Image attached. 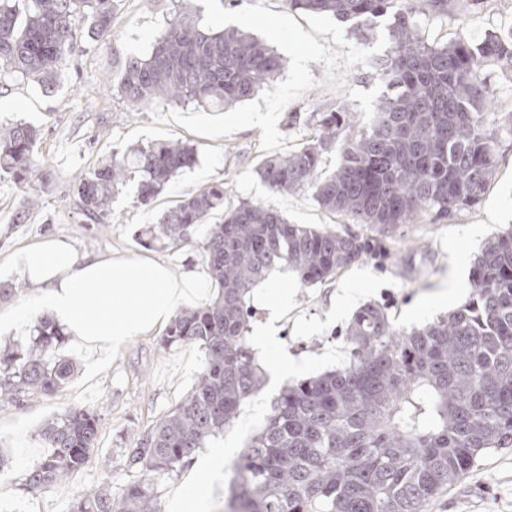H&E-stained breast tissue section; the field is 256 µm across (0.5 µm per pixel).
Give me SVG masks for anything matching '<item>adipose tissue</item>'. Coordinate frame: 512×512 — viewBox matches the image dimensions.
Listing matches in <instances>:
<instances>
[{"mask_svg": "<svg viewBox=\"0 0 512 512\" xmlns=\"http://www.w3.org/2000/svg\"><path fill=\"white\" fill-rule=\"evenodd\" d=\"M15 263L37 291L34 310L50 312L98 361L158 329L203 286L200 276L149 258H81L56 237L23 249Z\"/></svg>", "mask_w": 512, "mask_h": 512, "instance_id": "1", "label": "adipose tissue"}]
</instances>
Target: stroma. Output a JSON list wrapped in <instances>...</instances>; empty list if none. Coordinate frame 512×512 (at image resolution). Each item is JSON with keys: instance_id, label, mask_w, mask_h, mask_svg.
<instances>
[{"instance_id": "obj_1", "label": "stroma", "mask_w": 512, "mask_h": 512, "mask_svg": "<svg viewBox=\"0 0 512 512\" xmlns=\"http://www.w3.org/2000/svg\"><path fill=\"white\" fill-rule=\"evenodd\" d=\"M460 2L473 39L512 30V0ZM181 4L182 0H115L112 36L102 42L82 37V51L72 57L54 91L30 81L0 84V126L25 122L40 129L37 156L51 182L40 206L29 211L12 182L0 181V285L16 290L13 297L0 300V350L31 343L30 323L18 319L34 295L13 264L21 248L51 236L69 241L82 257H146L177 272L206 273L205 263L190 247L148 248L139 237L162 211L212 184L224 185L228 204L261 201L292 223L345 230L367 239L369 248L361 260L326 283L301 286L295 273L283 266L270 272V280L288 301V312L276 323L273 342L255 358L266 370L291 362L297 369L268 378L260 396L242 405L233 424L208 440V447L231 451L203 510L219 512L235 459L265 425L281 387L347 361L345 330L361 305L384 307L395 328L408 330L447 314L466 299L471 280L455 278V269L471 268L482 244L512 225V134L499 138V165L482 202L450 220L433 223L418 216L409 224L375 228L330 215L306 194L276 193L261 182L256 168L266 152L260 146V128L216 139L199 136L174 123H154L151 109L132 111L104 86V78L127 58L147 56ZM308 68L317 84L284 108L277 125L280 132L304 139L312 114L330 103L347 107L360 123L370 121L382 92L371 67L355 65L342 89L324 85V63L312 62ZM163 140L195 144L199 161L170 182L151 206L138 204L132 183L113 199V223H87L71 206L69 189L76 174L96 167L112 152ZM21 211L26 217L20 223L16 216ZM158 340L155 333L134 337L96 368L89 367L84 350L66 343L63 355L77 363L68 384L51 395L28 393L21 407H0V448L12 457L10 468L0 473V512H68L77 495L104 479H111L116 496L127 483L140 479V472L125 468L124 448L180 403L204 360L199 345L165 349ZM76 406L92 409L99 418L97 445L88 462L67 481L30 490L26 475L45 453L39 436L42 424ZM428 512H512V448L485 455L434 500Z\"/></svg>"}]
</instances>
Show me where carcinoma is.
Returning a JSON list of instances; mask_svg holds the SVG:
<instances>
[{
    "instance_id": "carcinoma-1",
    "label": "carcinoma",
    "mask_w": 512,
    "mask_h": 512,
    "mask_svg": "<svg viewBox=\"0 0 512 512\" xmlns=\"http://www.w3.org/2000/svg\"><path fill=\"white\" fill-rule=\"evenodd\" d=\"M291 10L352 22L361 36L383 19L389 49L371 67L384 86L368 127L330 105L313 115V131L294 149L268 156L257 174L275 192H307L332 215L357 224L431 221L481 203L499 161L498 136L512 133V113L489 119L491 62L512 73V33L474 40L459 20L438 45L422 23L455 13L449 0H283ZM113 0H0V81L29 79L51 90L78 50V33L105 41ZM282 58L265 41L238 29L200 27L182 8L154 40L112 77V90L137 112L158 101L193 103L220 112L273 87ZM39 130L0 128V180L9 179L28 207L39 204ZM340 152L322 174L324 154ZM183 141L138 145L74 177L73 206L86 220L108 224L116 191L136 181L149 205L197 160ZM210 224L202 236L200 226ZM145 244L189 245L199 253L216 296L177 313L160 339L167 349L198 343L205 359L188 395L132 447L125 467L143 479L112 495L106 480L78 496L69 512H157L156 485L224 432L265 381L247 343L253 286L284 264L303 286L322 284L352 266L366 240L331 229L291 224L273 206L242 201L224 208V185L208 186L161 213ZM42 354L0 353V406L21 405L31 391L52 393L75 372L50 350L64 333L52 319L34 326ZM346 339L348 361L286 385L265 426L233 465L224 512H427L490 451L512 448V227L487 240L472 268L466 300L410 332L385 309L361 306ZM98 418L77 407L41 430L48 448L27 474L42 490L81 470L96 447Z\"/></svg>"
}]
</instances>
